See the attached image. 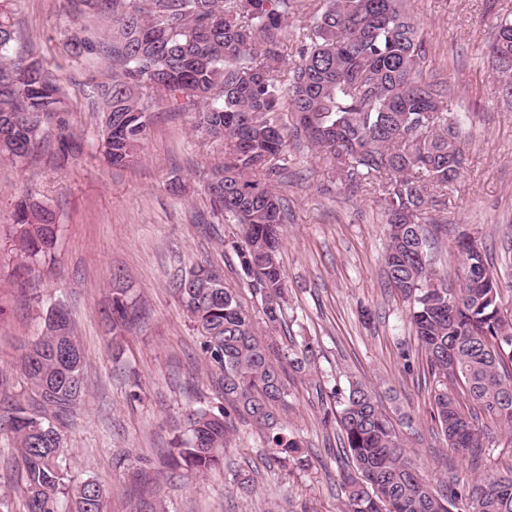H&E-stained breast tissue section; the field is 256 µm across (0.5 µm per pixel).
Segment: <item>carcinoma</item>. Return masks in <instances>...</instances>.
Segmentation results:
<instances>
[{"label":"carcinoma","mask_w":512,"mask_h":512,"mask_svg":"<svg viewBox=\"0 0 512 512\" xmlns=\"http://www.w3.org/2000/svg\"><path fill=\"white\" fill-rule=\"evenodd\" d=\"M10 2L0 0V157L20 161L37 145L42 122L61 110L63 93L39 59L13 53ZM323 2L290 63L280 41L293 0H72L78 15L110 16L112 35L96 46L76 34L70 47L77 56L98 48L111 62L101 136L109 164L137 160L150 128L145 96L175 110L195 106L196 134L224 143V163L205 191L216 213L242 227L231 248L271 328L281 321L286 291L280 248L287 207L273 182L287 169L288 143L322 155L346 189L378 187L389 224L388 282L410 300V322L439 382L433 417L463 459L484 447L487 419L512 440V315L500 307L498 276H482L493 265L478 239L454 238L463 257L460 288L438 276L418 240L434 192L462 175L471 114L453 107L451 80L427 75V39L407 0ZM487 55L512 97L511 21L498 24ZM15 218L20 255L33 272L52 255L59 224L51 210L25 200ZM215 272L193 266L177 277L175 293L204 338L206 363L220 371L224 405L186 412L169 465L198 475L223 467L239 416L266 434L281 463L304 467L277 408L288 396L284 367L300 373L309 355L285 353L273 362L236 290L206 286ZM132 308L125 292L112 298L113 330L124 329ZM21 358L28 396L7 400L0 418L16 439L26 512H107L106 490L93 479L72 483L63 465V425L85 396V357L64 306L51 308ZM460 394L471 408L462 409ZM330 420L348 462L346 512H512V470L472 480L455 468L446 490L421 476L367 386L350 384L325 411Z\"/></svg>","instance_id":"1"}]
</instances>
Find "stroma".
<instances>
[{
    "label": "stroma",
    "instance_id": "obj_1",
    "mask_svg": "<svg viewBox=\"0 0 512 512\" xmlns=\"http://www.w3.org/2000/svg\"><path fill=\"white\" fill-rule=\"evenodd\" d=\"M424 27L433 74L451 77L458 110L471 113L462 179L430 206L439 223L430 255L449 285L459 286L462 258L451 231L473 232L490 253L512 311V101L486 58L499 18L512 0H408ZM13 49L39 58L67 95L65 111L43 126L42 145L27 160H0V377L7 395L25 393L22 345L39 333L48 307L64 302L85 353L86 396L66 420L64 459L72 482L93 479L108 493L109 512H344L346 459L340 431L323 422L334 392L366 384L392 419L408 456L433 483L460 467L480 475L512 466V444L490 425L484 448L459 460L432 417L436 381L407 319L409 303L386 284L388 226L378 192L344 191L329 165L305 144L290 143L277 184L288 203L281 262L288 288L276 331L261 322V300L248 287L230 248L241 237L215 216L202 183L224 159V146L202 141L193 112L151 105V127L139 159L114 167L99 146L104 108L98 86L108 70L95 52L71 56L73 30L103 37L108 21L75 17L68 0H11ZM71 152L58 156L60 139ZM183 189L171 191L172 181ZM27 200L51 208L60 233L52 259L35 273L18 271L15 207ZM208 264L257 317L259 334L277 348L312 345L308 370L285 377L279 409L286 430L309 459L305 469L280 464L266 436L235 420L224 467L167 480L162 451L186 409L223 400L201 352L203 338L172 281L179 270ZM127 289L137 316L114 335L107 314L114 289ZM16 442L0 427V512H25ZM253 479L245 494L237 473Z\"/></svg>",
    "mask_w": 512,
    "mask_h": 512
}]
</instances>
